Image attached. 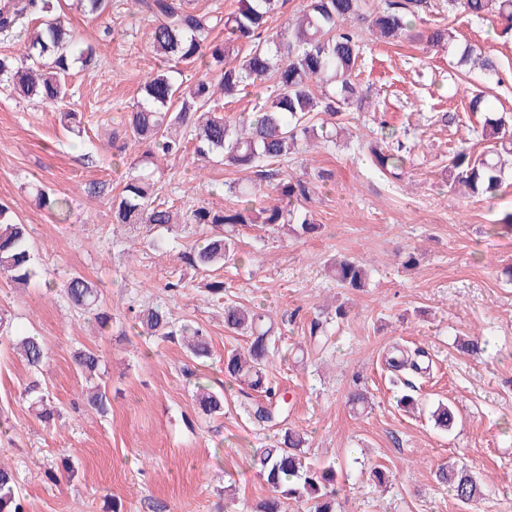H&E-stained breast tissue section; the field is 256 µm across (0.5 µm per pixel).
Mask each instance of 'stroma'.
Here are the masks:
<instances>
[{"instance_id":"35a3bbf8","label":"stroma","mask_w":512,"mask_h":512,"mask_svg":"<svg viewBox=\"0 0 512 512\" xmlns=\"http://www.w3.org/2000/svg\"><path fill=\"white\" fill-rule=\"evenodd\" d=\"M433 2L460 41L497 60L498 77L452 69L447 50L423 42L366 41L357 81L372 105L347 109L343 122L367 141L381 124L396 130L412 147L403 180L387 182L348 136L297 155L284 168L315 182L307 208L320 233L241 230L240 261L219 272L225 300L261 304L270 314L279 350L267 375L287 393V423L306 433L310 461L343 471L336 512H512V233L498 223L512 211V172L490 203L448 188L451 150L476 143L484 124L471 98L483 95L493 111L512 116V40L488 22L449 12L448 0ZM56 7L78 41L95 45L97 60L74 66L67 79L70 106L82 115L80 138L62 129L54 109L0 87V203L29 225L39 272L24 289L0 277V312L49 353L34 370L0 344V414L11 423L0 434V462L17 472L24 512H111L114 501L121 512H147L152 502L165 512H251L271 494L252 456L273 444L276 431L246 417L237 386L224 378L225 355L245 349L247 339L225 330V301L180 259L196 235L161 229L150 236L113 223L106 194L94 191H119L124 177L143 171V147L124 145V114L156 67L150 23L132 0H112L96 19L75 0ZM443 112L456 122H440ZM322 172L327 180H319ZM241 177L222 156L201 163L190 149L152 174L160 197L181 208L235 206L225 185ZM42 192L66 198L68 212L41 206ZM339 255L362 261L365 288L338 287L331 262ZM75 272L99 285L100 308L112 315L107 332L66 299L62 281ZM175 279L180 288L167 291ZM337 300L347 303L348 317L330 324L326 343L313 344L311 322L325 319ZM160 302L174 321L210 336L205 364L194 365L179 339L140 334L135 310ZM475 336L486 342L478 355L462 348ZM397 344L424 350L425 377L393 383L385 357ZM80 348L100 355L107 415L85 402L73 361ZM35 380L52 420L40 418L27 393ZM200 384L223 393V416L200 411ZM358 386L368 390L369 405L357 412L346 398ZM405 394L417 411L399 406ZM442 400L458 414L445 434L428 419ZM65 458L74 475L49 481L46 470ZM451 461L482 481L472 506L435 479ZM375 468L388 473L387 489L370 479Z\"/></svg>"}]
</instances>
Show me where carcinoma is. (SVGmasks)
<instances>
[{
  "instance_id": "carcinoma-1",
  "label": "carcinoma",
  "mask_w": 512,
  "mask_h": 512,
  "mask_svg": "<svg viewBox=\"0 0 512 512\" xmlns=\"http://www.w3.org/2000/svg\"><path fill=\"white\" fill-rule=\"evenodd\" d=\"M138 13L151 22L149 43L159 65L140 87V97L126 117L128 143L148 146L147 155L177 156L193 144L199 159L214 153L224 155V165L250 172L246 183H231L228 191L237 198L233 208L214 210L197 206L182 210L177 218L169 202L159 198L148 175L123 180L121 191L110 198L115 224H136L150 230L182 226L210 228L199 243L184 254L187 264L200 272H214L240 259L237 243L224 234V227L261 225L272 232L291 231L311 235L320 229L305 204L313 194L312 183L282 176L279 165L317 141L336 145L339 118L354 104L362 109L365 97L353 78L362 62L364 32L375 40L396 45L404 39L424 41L432 47L457 45V66L478 67L484 77L497 76L493 58L475 54L474 47L458 44V36L446 24L417 29L433 12L431 0H384L376 14L367 11L368 0H306L288 28L275 31L272 17L284 0H239L231 13H202L189 0H134ZM448 9L498 24L502 37L512 36V0H448ZM359 21L362 26H346ZM30 27L23 42L26 60L37 66L18 64L13 56H0V83L21 98H37L51 106L66 105V76L79 62H94L96 50L76 40L71 29L55 15L53 0H5L0 5V41H10L24 26ZM224 32V40L214 37ZM195 64L206 75L190 84L180 80L181 71L172 63ZM254 88L269 91L258 97L252 111L231 120L224 115L223 98ZM388 134L368 146L375 165L395 179L402 177L406 146L387 142ZM480 152L462 146L448 158V185L466 187L472 196L494 200L502 188L506 162L512 159V128L498 117H486ZM272 188L282 204L256 207L257 200ZM0 275L18 286L36 277L30 234L25 224L14 221L8 206L0 204ZM336 280L344 288L365 286L366 272L360 262L343 257L336 261ZM70 304L96 312L103 328L112 315L98 310L99 288L80 274L63 283ZM141 332L148 336H182L192 356H210L209 336L191 323L176 327L168 310L156 305L135 315ZM270 317L257 308L234 301L224 303V326L249 337L246 350L224 357V378L247 385L242 396L248 401L249 418L258 424L280 428L274 445L254 458L259 476L273 496L259 501L254 512H283L282 504L312 503L314 512H336L338 475L332 466L315 467L306 461L304 436L286 426L288 403L273 398L267 379L270 359ZM0 337L7 340L29 366L38 369L48 358L42 341L12 330L0 316ZM75 364L85 373L97 370L99 356L92 350L74 353ZM387 365L396 371L421 369L406 350L394 349ZM196 400L206 415L224 410L221 394L197 388ZM87 405L103 414L108 410L106 389L99 385L86 393ZM434 426L448 431L456 416L447 404L432 412ZM438 479L451 486L462 503L477 501L481 483L464 468L443 467ZM0 512H23L16 471L0 463Z\"/></svg>"
}]
</instances>
